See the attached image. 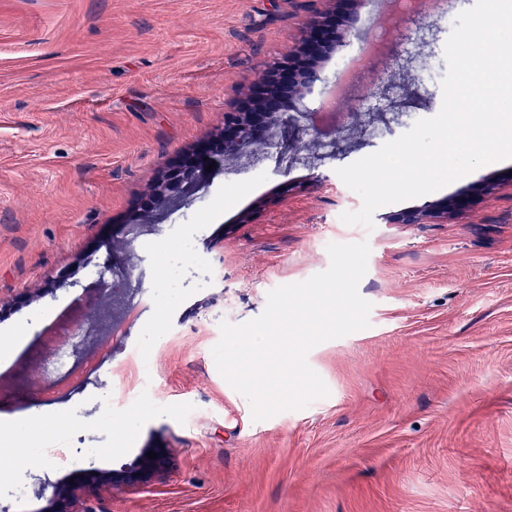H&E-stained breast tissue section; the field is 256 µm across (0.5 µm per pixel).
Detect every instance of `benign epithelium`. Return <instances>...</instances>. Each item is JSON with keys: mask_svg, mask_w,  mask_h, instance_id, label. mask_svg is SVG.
I'll return each instance as SVG.
<instances>
[{"mask_svg": "<svg viewBox=\"0 0 512 512\" xmlns=\"http://www.w3.org/2000/svg\"><path fill=\"white\" fill-rule=\"evenodd\" d=\"M306 26L308 34L297 50L287 59L273 63L262 73L242 106L224 113V129L218 139L224 159H236L248 151L252 153L259 144L270 146L261 122L262 117L268 116L283 124H293L301 117L299 113L286 112L285 102L300 95L302 90L319 80L317 70L309 66V61L322 53L329 39V31L334 28V22L329 19V15L315 9L308 17ZM380 91L381 88L376 83L369 86L353 83L349 85L348 91L341 94L340 100L350 96H372ZM210 151L211 143L199 145L193 158L154 186L153 196L162 198L167 195L173 182L197 176L198 160ZM466 205V200L452 198L442 203L404 211L399 214L398 222L424 224L450 212H459ZM160 464L161 459L148 458L134 471L116 473L88 469L71 482L50 484L41 493L45 505L39 512H83V504L89 495L112 486L143 484L158 472Z\"/></svg>", "mask_w": 512, "mask_h": 512, "instance_id": "1", "label": "benign epithelium"}]
</instances>
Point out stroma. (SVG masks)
<instances>
[{
  "label": "stroma",
  "mask_w": 512,
  "mask_h": 512,
  "mask_svg": "<svg viewBox=\"0 0 512 512\" xmlns=\"http://www.w3.org/2000/svg\"><path fill=\"white\" fill-rule=\"evenodd\" d=\"M474 2L426 5L382 96L329 109L339 64L385 52L404 12L350 0V37L286 103L299 121L274 126L257 158L215 155L161 205L154 185L298 43L307 0H0V340L26 330L0 359V422L24 448L0 472V507L38 512L16 483L162 449L160 476L86 512H512V158L382 206L370 229L341 221L362 200L336 173L439 113L444 45ZM449 197L468 205L395 221ZM331 241L369 244V325L308 352L326 397L253 420L215 366L220 325L327 270ZM114 266L134 268L156 304L102 338L98 371L46 398L44 340L74 317L98 334L88 301L105 300ZM467 200L452 198L443 203L426 205L412 210H407L397 217L400 224H426L430 220L447 216L448 212H459L467 205Z\"/></svg>",
  "instance_id": "obj_1"
}]
</instances>
